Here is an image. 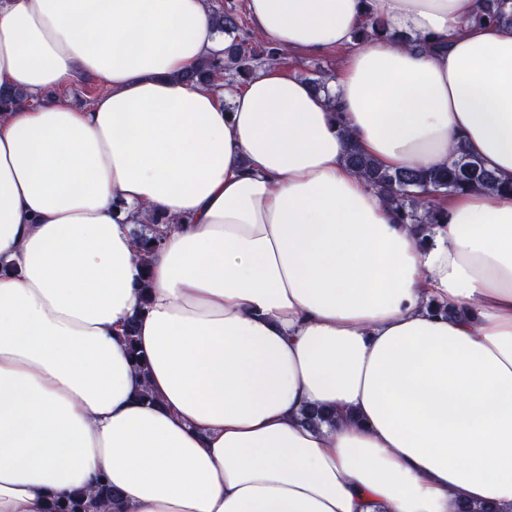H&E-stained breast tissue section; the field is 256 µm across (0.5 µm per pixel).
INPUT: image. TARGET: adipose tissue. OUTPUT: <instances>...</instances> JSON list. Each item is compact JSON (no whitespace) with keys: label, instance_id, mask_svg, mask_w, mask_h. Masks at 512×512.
Returning a JSON list of instances; mask_svg holds the SVG:
<instances>
[{"label":"adipose tissue","instance_id":"ef3b65f1","mask_svg":"<svg viewBox=\"0 0 512 512\" xmlns=\"http://www.w3.org/2000/svg\"><path fill=\"white\" fill-rule=\"evenodd\" d=\"M481 0H247L326 90L214 91L209 0H0V512H512V194L427 236L353 173L512 182V26ZM421 42L358 43L370 17ZM86 107L44 100L77 76ZM166 219L144 256L132 227ZM136 323L141 372L122 337ZM335 423L304 425V409ZM483 7L476 15L475 20L479 23H511L512 13L503 9L504 0H482ZM106 88L102 78H80L70 89H62L57 94L77 106H86L103 94ZM118 497V493L112 489L111 485L103 483L99 484L91 494L78 492L68 500L55 504L50 512H89L91 508L96 507L97 503L112 502Z\"/></svg>","mask_w":512,"mask_h":512}]
</instances>
